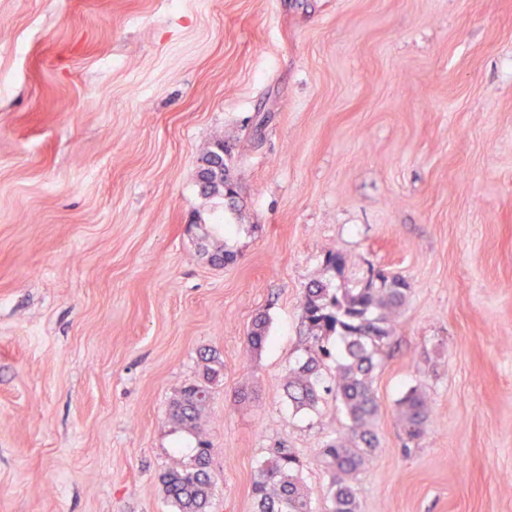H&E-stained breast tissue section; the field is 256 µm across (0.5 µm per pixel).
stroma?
I'll return each mask as SVG.
<instances>
[{"label": "stroma", "instance_id": "35a3bbf8", "mask_svg": "<svg viewBox=\"0 0 512 512\" xmlns=\"http://www.w3.org/2000/svg\"><path fill=\"white\" fill-rule=\"evenodd\" d=\"M219 139L234 208L197 186ZM331 250L409 284L358 512H512V0H0V512H173L200 438L210 512H254L280 446L328 512L346 420L280 382ZM218 370L206 365L203 382L190 385L183 389L180 396L170 406V418L180 428L197 434L198 420L209 398V387L218 375ZM400 421L408 440L420 438L429 419L430 405L426 395L416 387L410 388L399 400Z\"/></svg>", "mask_w": 512, "mask_h": 512}]
</instances>
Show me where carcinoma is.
<instances>
[{"instance_id":"obj_1","label":"carcinoma","mask_w":512,"mask_h":512,"mask_svg":"<svg viewBox=\"0 0 512 512\" xmlns=\"http://www.w3.org/2000/svg\"><path fill=\"white\" fill-rule=\"evenodd\" d=\"M229 146L217 141L200 160L199 182L203 194L229 200L237 197V186L229 181ZM327 265L339 277L352 265L341 252L330 251ZM408 283L400 276L376 271L366 283L332 290L320 282L306 289L301 303V320L307 335L305 357L289 370L282 388L298 410L315 408L321 399V370L324 360L337 356L336 407L347 421V431L319 449L331 484V512H358L356 475L377 445L375 425L379 412L372 389L377 356L394 335V315L408 297ZM267 329L264 317L256 318L247 331L248 350L261 348ZM203 382L183 389L170 406V418L180 428L198 433V420L209 398L208 384L214 382L219 362L206 358ZM400 421L407 439L425 432L430 405L426 395L410 388L399 400ZM211 448L198 440L193 459L173 458L162 475L167 498L177 512H209L213 479L208 470ZM301 464L296 453L278 448L258 466L253 480L256 512H313L310 492L301 484Z\"/></svg>"}]
</instances>
